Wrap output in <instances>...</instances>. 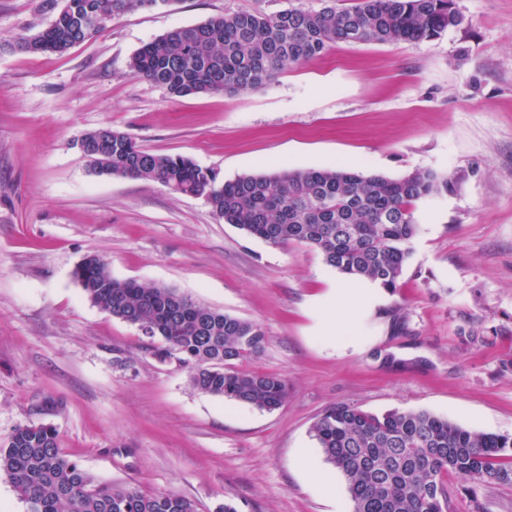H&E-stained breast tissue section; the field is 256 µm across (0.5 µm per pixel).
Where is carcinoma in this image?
Masks as SVG:
<instances>
[{
    "label": "carcinoma",
    "instance_id": "obj_1",
    "mask_svg": "<svg viewBox=\"0 0 512 512\" xmlns=\"http://www.w3.org/2000/svg\"><path fill=\"white\" fill-rule=\"evenodd\" d=\"M172 0H41L54 14L18 37L30 54L64 53L102 30L97 21ZM453 0H356L346 9L288 7L274 14L242 11L174 28L129 59L135 77L176 97L235 93L326 54L338 43L420 42L460 27ZM99 175L156 182L178 195L203 197L212 214L272 245L312 247L339 273L397 288L416 232L417 205L452 189L448 177L415 171L399 178L366 175L349 165L282 170L223 180L183 156L158 154L105 124L82 138ZM74 277L89 301L142 327L160 362L175 356L200 393L272 411L288 383L277 374L244 372L240 362L266 343L262 326L203 306L167 286L112 276L90 255ZM326 461L344 477L353 512H452L448 475L477 486L512 485V436L475 433L427 411L374 414L348 404L327 409L312 427ZM5 475L28 512H196L174 493L145 495L97 483L60 450L55 430L23 424L0 448Z\"/></svg>",
    "mask_w": 512,
    "mask_h": 512
}]
</instances>
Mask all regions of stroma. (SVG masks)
<instances>
[{
    "mask_svg": "<svg viewBox=\"0 0 512 512\" xmlns=\"http://www.w3.org/2000/svg\"><path fill=\"white\" fill-rule=\"evenodd\" d=\"M454 3L467 22L437 38L339 44L256 89L175 97L130 73L145 43L324 0H172L61 55L13 50L53 16L40 0H0V446L43 423L96 481L176 493L197 512H352L311 432L329 407L425 410L512 435V0ZM105 123L227 180L346 164L431 169L453 187L420 206L395 291L332 311L321 300L345 278L319 251L250 237L160 184L95 174L76 143ZM89 255L115 278L261 324L265 348L242 367L284 377L285 403L195 391L186 368L84 296L73 273ZM448 485L455 512H512V486Z\"/></svg>",
    "mask_w": 512,
    "mask_h": 512,
    "instance_id": "35a3bbf8",
    "label": "stroma"
}]
</instances>
